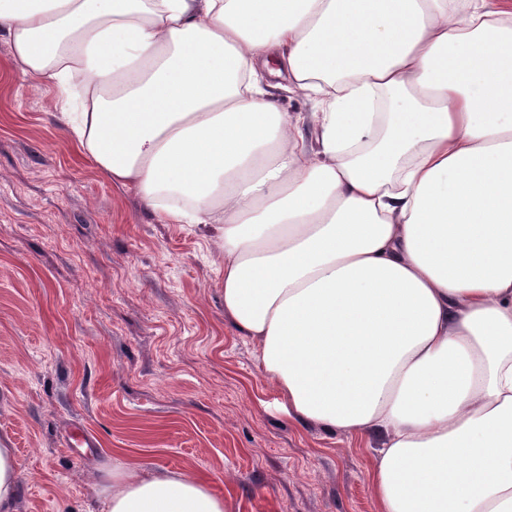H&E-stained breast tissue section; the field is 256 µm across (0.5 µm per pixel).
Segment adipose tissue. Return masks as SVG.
Instances as JSON below:
<instances>
[{
  "label": "adipose tissue",
  "instance_id": "obj_1",
  "mask_svg": "<svg viewBox=\"0 0 512 512\" xmlns=\"http://www.w3.org/2000/svg\"><path fill=\"white\" fill-rule=\"evenodd\" d=\"M1 32L113 184L217 229L226 319L290 417L379 440L380 512H512V0H0ZM100 512L224 500L136 467ZM272 91L276 95V98H278L281 106L288 112L309 114L317 110L316 102L312 99L293 96L279 89H273Z\"/></svg>",
  "mask_w": 512,
  "mask_h": 512
}]
</instances>
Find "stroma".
Returning <instances> with one entry per match:
<instances>
[{
  "instance_id": "35a3bbf8",
  "label": "stroma",
  "mask_w": 512,
  "mask_h": 512,
  "mask_svg": "<svg viewBox=\"0 0 512 512\" xmlns=\"http://www.w3.org/2000/svg\"><path fill=\"white\" fill-rule=\"evenodd\" d=\"M0 36V445L16 512H97L112 469L207 480L224 512H378L376 439L288 417L224 317L209 231L112 185ZM22 482L15 450L0 445V512H16V501Z\"/></svg>"
}]
</instances>
